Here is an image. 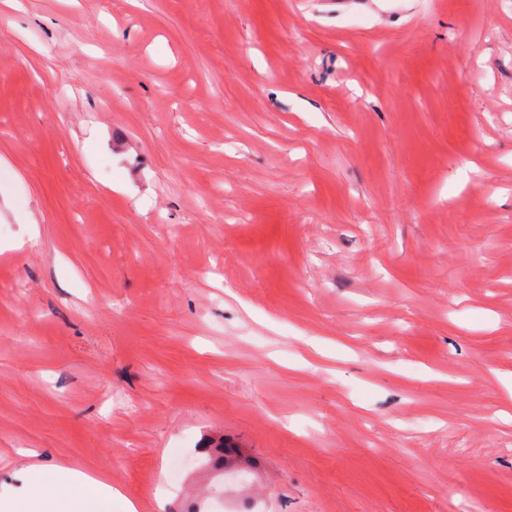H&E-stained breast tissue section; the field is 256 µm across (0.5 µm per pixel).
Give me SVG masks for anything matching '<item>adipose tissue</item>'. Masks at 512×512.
<instances>
[{
	"label": "adipose tissue",
	"instance_id": "ef3b65f1",
	"mask_svg": "<svg viewBox=\"0 0 512 512\" xmlns=\"http://www.w3.org/2000/svg\"><path fill=\"white\" fill-rule=\"evenodd\" d=\"M25 474L30 485L63 489L62 496H46L38 512H137L135 502L113 490L105 474L50 463L42 455L27 465Z\"/></svg>",
	"mask_w": 512,
	"mask_h": 512
}]
</instances>
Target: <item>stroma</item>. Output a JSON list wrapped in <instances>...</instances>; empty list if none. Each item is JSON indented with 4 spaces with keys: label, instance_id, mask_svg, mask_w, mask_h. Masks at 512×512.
Segmentation results:
<instances>
[{
    "label": "stroma",
    "instance_id": "stroma-1",
    "mask_svg": "<svg viewBox=\"0 0 512 512\" xmlns=\"http://www.w3.org/2000/svg\"><path fill=\"white\" fill-rule=\"evenodd\" d=\"M19 2L0 491L512 512V0ZM25 456L37 458L26 467L30 486H63L62 498L46 496L40 508L32 512H137L135 502L112 489L105 474H91L58 463H48L45 456L30 450Z\"/></svg>",
    "mask_w": 512,
    "mask_h": 512
}]
</instances>
